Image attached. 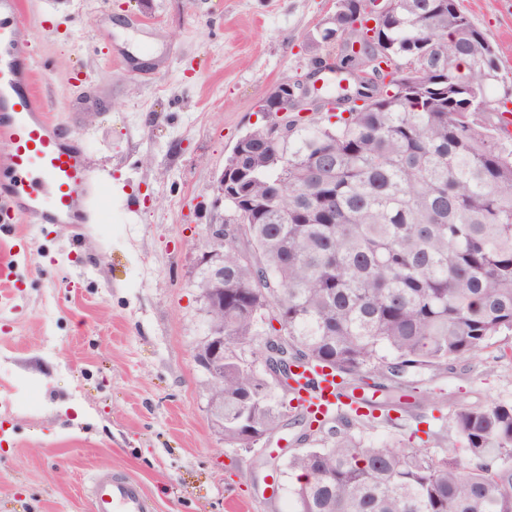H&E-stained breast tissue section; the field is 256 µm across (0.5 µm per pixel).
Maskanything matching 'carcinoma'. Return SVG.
<instances>
[{"instance_id": "carcinoma-1", "label": "carcinoma", "mask_w": 512, "mask_h": 512, "mask_svg": "<svg viewBox=\"0 0 512 512\" xmlns=\"http://www.w3.org/2000/svg\"><path fill=\"white\" fill-rule=\"evenodd\" d=\"M343 34L338 15L308 42L343 53ZM375 43L390 67L428 69L322 124L295 113L286 140H241L227 208L242 215L224 216L238 226L224 242V312L210 316L226 336L210 393L224 394V444L286 426L288 395L241 351L276 336L288 359L381 393L288 456L303 477L292 512H512L511 403L458 407L460 448L440 455L361 436L374 411H411L406 375L476 359L512 331V151L478 110L499 84L496 48L460 0H397Z\"/></svg>"}]
</instances>
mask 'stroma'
Wrapping results in <instances>:
<instances>
[{"label":"stroma","mask_w":512,"mask_h":512,"mask_svg":"<svg viewBox=\"0 0 512 512\" xmlns=\"http://www.w3.org/2000/svg\"><path fill=\"white\" fill-rule=\"evenodd\" d=\"M512 73V10L462 0ZM336 0H22L35 90L88 154L86 224H0L15 286L0 296V512H92L94 471L138 478L157 512H287L300 447L289 425L250 450L206 411L193 347L207 329L197 286L216 181L274 85L304 74L307 37ZM146 17L149 29L129 26ZM411 414L366 442L456 447L463 404L512 402V332L475 360L418 378ZM281 483L268 491L273 470Z\"/></svg>","instance_id":"35a3bbf8"}]
</instances>
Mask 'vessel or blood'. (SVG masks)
Returning a JSON list of instances; mask_svg holds the SVG:
<instances>
[{
	"label": "vessel or blood",
	"mask_w": 512,
	"mask_h": 512,
	"mask_svg": "<svg viewBox=\"0 0 512 512\" xmlns=\"http://www.w3.org/2000/svg\"><path fill=\"white\" fill-rule=\"evenodd\" d=\"M26 32L21 0H0V139L11 147L0 157V169L16 174L0 180V211L31 224H75L93 211L92 174L82 147L61 139L46 117L44 99L32 90L34 68L22 57ZM298 376L296 406L316 413L343 406L335 376L308 366ZM89 489L94 512H156L129 474L92 475Z\"/></svg>",
	"instance_id": "b4317fda"
}]
</instances>
